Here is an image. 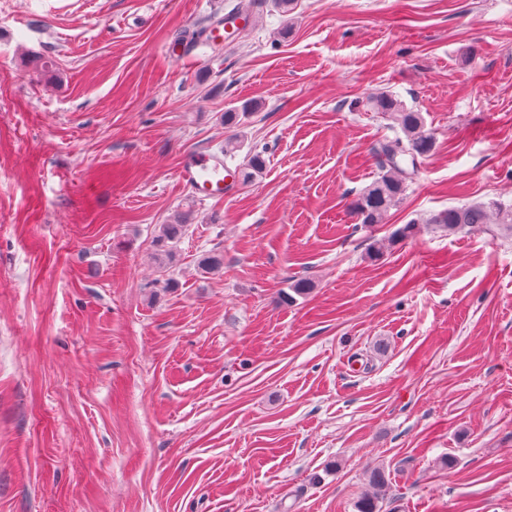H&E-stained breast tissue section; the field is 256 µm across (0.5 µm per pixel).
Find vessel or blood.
Listing matches in <instances>:
<instances>
[{
  "mask_svg": "<svg viewBox=\"0 0 512 512\" xmlns=\"http://www.w3.org/2000/svg\"><path fill=\"white\" fill-rule=\"evenodd\" d=\"M178 181L201 201L228 197L239 185L237 172L222 157L208 151L188 154L178 169Z\"/></svg>",
  "mask_w": 512,
  "mask_h": 512,
  "instance_id": "vessel-or-blood-1",
  "label": "vessel or blood"
}]
</instances>
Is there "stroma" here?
<instances>
[{
	"label": "stroma",
	"mask_w": 512,
	"mask_h": 512,
	"mask_svg": "<svg viewBox=\"0 0 512 512\" xmlns=\"http://www.w3.org/2000/svg\"><path fill=\"white\" fill-rule=\"evenodd\" d=\"M380 92L435 147L365 227ZM247 103L227 164L264 172L193 199L184 154ZM491 199L512 0H0V512H357L378 468L381 512H512V238L389 240ZM188 217L184 216L175 224L160 225L158 234L154 239L155 256L162 267L171 266L177 257L176 245L183 238L189 224Z\"/></svg>",
	"instance_id": "1"
}]
</instances>
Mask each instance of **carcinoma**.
Returning <instances> with one entry per match:
<instances>
[{
    "label": "carcinoma",
    "instance_id": "obj_1",
    "mask_svg": "<svg viewBox=\"0 0 512 512\" xmlns=\"http://www.w3.org/2000/svg\"><path fill=\"white\" fill-rule=\"evenodd\" d=\"M377 112L387 114L396 129L392 139H382L374 147L381 175L358 193L351 204L357 223L365 226L384 224L390 211L397 207L406 196L408 181L419 160L428 157L435 146L432 129L426 125L419 110L407 106L403 101L388 93L370 98ZM266 167V160L260 152L249 154L247 164L240 169L242 179L249 180ZM434 229L450 235L467 232L475 227H485L512 236V204L500 201L481 202L452 206L433 213L425 220ZM188 227V217L175 224L160 225L154 239L155 256L159 264L168 267L176 261V245L183 238ZM198 267L208 273L224 267V256L219 253H205L198 259ZM314 288L307 278L292 280L290 292L283 294V300L292 303L296 297H304Z\"/></svg>",
    "mask_w": 512,
    "mask_h": 512
}]
</instances>
